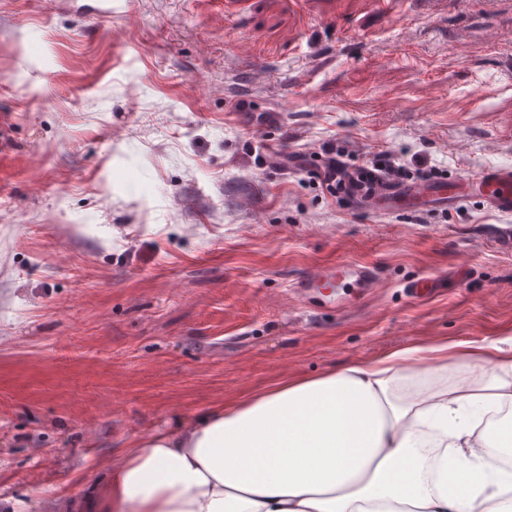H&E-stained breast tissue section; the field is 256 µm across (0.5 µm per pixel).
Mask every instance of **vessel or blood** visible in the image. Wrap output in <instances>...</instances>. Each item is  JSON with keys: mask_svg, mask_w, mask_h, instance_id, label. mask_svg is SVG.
Instances as JSON below:
<instances>
[{"mask_svg": "<svg viewBox=\"0 0 512 512\" xmlns=\"http://www.w3.org/2000/svg\"><path fill=\"white\" fill-rule=\"evenodd\" d=\"M479 195L488 208L512 214V166H494L472 177ZM397 195L413 201L416 206H424L434 202L456 208L465 196L456 184L443 178L415 181L400 186H390L383 179H375L373 185L364 190L358 197L360 205L367 210L378 209L380 202L388 195ZM352 279L354 287L374 288L379 284V274L373 264L361 262L353 265H338L319 268L310 272L303 279L298 290L300 294H308L314 288H330L334 284Z\"/></svg>", "mask_w": 512, "mask_h": 512, "instance_id": "1", "label": "vessel or blood"}]
</instances>
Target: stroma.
<instances>
[{"label": "stroma", "mask_w": 512, "mask_h": 512, "mask_svg": "<svg viewBox=\"0 0 512 512\" xmlns=\"http://www.w3.org/2000/svg\"><path fill=\"white\" fill-rule=\"evenodd\" d=\"M84 2L0 0V512H68L132 439L284 376L512 339V214L366 212L273 161L512 165V0ZM360 261L375 293L299 295ZM355 277L352 283H346L349 288H377L379 284V274L376 267L371 263L361 262L353 265H338L327 268H318L310 272L303 279L299 286V293L303 296L311 291L312 288H336L340 282L348 277Z\"/></svg>", "instance_id": "stroma-1"}]
</instances>
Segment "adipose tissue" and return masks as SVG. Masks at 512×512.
Returning a JSON list of instances; mask_svg holds the SVG:
<instances>
[{
	"instance_id": "ef3b65f1",
	"label": "adipose tissue",
	"mask_w": 512,
	"mask_h": 512,
	"mask_svg": "<svg viewBox=\"0 0 512 512\" xmlns=\"http://www.w3.org/2000/svg\"><path fill=\"white\" fill-rule=\"evenodd\" d=\"M478 362L479 387L448 381ZM90 512H512V358L412 345L131 441Z\"/></svg>"
}]
</instances>
